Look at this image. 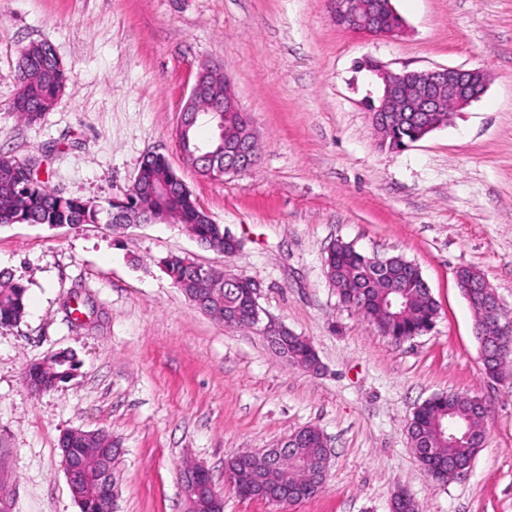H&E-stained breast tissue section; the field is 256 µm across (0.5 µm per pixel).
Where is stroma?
Returning <instances> with one entry per match:
<instances>
[{
    "instance_id": "35a3bbf8",
    "label": "stroma",
    "mask_w": 512,
    "mask_h": 512,
    "mask_svg": "<svg viewBox=\"0 0 512 512\" xmlns=\"http://www.w3.org/2000/svg\"><path fill=\"white\" fill-rule=\"evenodd\" d=\"M394 37L355 35L326 0H0V153L41 156L38 177L104 204L142 159L167 157L198 204L240 242L200 246L177 223L0 227V259L27 286L0 329V512H79L61 463L68 430L121 450L114 512H186L180 472L319 428L330 452L315 497L276 506L225 489L224 512H512V385L488 380L457 268L479 270L512 314V0H393ZM50 43L67 81L35 124L10 110L23 48ZM483 68L485 94L402 151L380 148L359 63ZM221 69L258 137L250 171L200 177L175 132L197 73ZM417 264L439 306L430 333L397 343L345 306L323 259L336 241ZM255 280L260 321L225 326L164 272L168 254ZM307 338L318 372L291 366L264 328ZM62 350L78 366L42 393L30 365ZM482 399L486 444L443 483L407 437L434 394Z\"/></svg>"
}]
</instances>
